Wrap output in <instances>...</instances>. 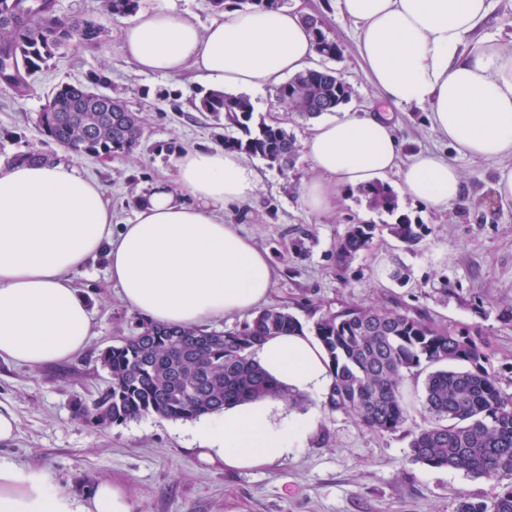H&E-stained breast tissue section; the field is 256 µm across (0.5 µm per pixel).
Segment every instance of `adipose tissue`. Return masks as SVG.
<instances>
[{"label": "adipose tissue", "mask_w": 512, "mask_h": 512, "mask_svg": "<svg viewBox=\"0 0 512 512\" xmlns=\"http://www.w3.org/2000/svg\"><path fill=\"white\" fill-rule=\"evenodd\" d=\"M359 30L361 61L383 110L347 112L312 124L302 149L314 172L298 188L322 216L344 188L398 177L402 193L438 212L459 203L463 179L432 151L405 154L387 106L426 107L434 131L457 152L512 159V47L465 50L490 0H336ZM119 52L137 70L191 74L214 91L276 89L320 55L300 7L225 9L207 24L167 6L140 10ZM177 183L156 181L113 229L103 185L72 163L0 165V360L32 370L80 358L92 313L75 277L104 261L120 297L146 321L200 327L259 308L274 270L226 211L245 207L264 175L236 150L191 148L173 160ZM261 368L289 391L323 401L334 381L306 331L271 336L255 349ZM317 413L289 411L266 396L196 420L201 455L230 469L288 458ZM0 512H132L126 487L109 482L88 498L58 487L43 469L0 458Z\"/></svg>", "instance_id": "adipose-tissue-1"}]
</instances>
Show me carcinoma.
Masks as SVG:
<instances>
[{
  "label": "carcinoma",
  "instance_id": "carcinoma-1",
  "mask_svg": "<svg viewBox=\"0 0 512 512\" xmlns=\"http://www.w3.org/2000/svg\"><path fill=\"white\" fill-rule=\"evenodd\" d=\"M284 0H209L215 10L227 4L277 9ZM140 0H103L109 16L136 14ZM318 51L336 59L341 49L324 32V21L307 18ZM106 28L93 18L57 15L56 0H0V84L27 76L72 42L98 45ZM111 81L93 73L87 82L57 85L38 114L44 135L77 155L112 159L130 156L148 140L143 118L125 110V101L104 89ZM278 104L303 120L335 113L351 98V87L323 68L293 76L276 89ZM198 112L224 122V149L244 151L286 174L296 153L295 136L277 122L255 117L250 97L209 91ZM238 131L242 137L229 135ZM12 160L38 164L54 157L38 150ZM370 207L392 212L390 186L359 189ZM370 226L352 224L336 245V259L348 264L368 245ZM301 328L284 307L261 310L235 333L143 323L138 331L100 354L110 385L97 398H78L74 413L82 421L122 424L146 415L193 420L224 406L266 395L290 405L297 395L284 390L255 361L254 348L269 336ZM314 335L335 373L323 407L349 412L377 432L396 431L407 422L402 393L406 375L436 367L427 375L423 401L431 417L414 433L412 459L432 468L462 470L475 477H512V397H505L495 376L482 365L484 352L469 335L439 328L398 309L342 304L314 323ZM455 512H512V482L489 503L457 494Z\"/></svg>",
  "mask_w": 512,
  "mask_h": 512
}]
</instances>
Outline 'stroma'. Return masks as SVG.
<instances>
[{"instance_id": "1", "label": "stroma", "mask_w": 512, "mask_h": 512, "mask_svg": "<svg viewBox=\"0 0 512 512\" xmlns=\"http://www.w3.org/2000/svg\"><path fill=\"white\" fill-rule=\"evenodd\" d=\"M306 7L325 21L326 33L342 49L339 58L320 60V67L336 70L351 85V104H377L378 94L357 59V27L340 16L336 0H307ZM57 12L94 17L108 37L94 47L72 44L32 73L25 94L0 86V160L40 150L75 162L104 185L120 224L133 217V196L160 179L175 183L170 144L220 146L224 128L193 109L198 87L188 78L141 74L123 60L118 44L125 20L107 16L102 0H57ZM489 41L512 45V0H492L488 18L469 44ZM101 70L112 81L113 96L143 111L149 139L141 154L106 161L77 157L48 142L37 123L56 85L83 82ZM394 119L406 150L441 153L459 168L462 202L437 213L401 196L394 212L387 213L369 208L358 190L345 188L336 214L317 218L302 208L296 193L313 175L304 156L296 157L288 175L267 169L252 203L233 217L270 255L275 280L269 302L287 306L307 331L344 302L418 312L454 331L480 330L483 365L512 396V202L498 201L493 190L503 163L455 151L431 128L425 107H397ZM403 219L419 225L417 244L391 233ZM353 224L372 225V238L341 266L336 244ZM77 282L93 314L87 352L38 371L0 361V409L19 422L17 438L0 445V457L46 469L73 495L92 494L109 481L130 488L132 512H455L456 493L488 502L505 484L501 478H474L412 461V433L430 422L422 409L421 375L404 381L409 421L402 429L375 432L350 413L324 409L300 449L260 470L209 463L184 420L149 415L90 427L73 416L72 402L94 399L109 386L100 352L135 332L143 319L119 300L104 264L90 266Z\"/></svg>"}]
</instances>
